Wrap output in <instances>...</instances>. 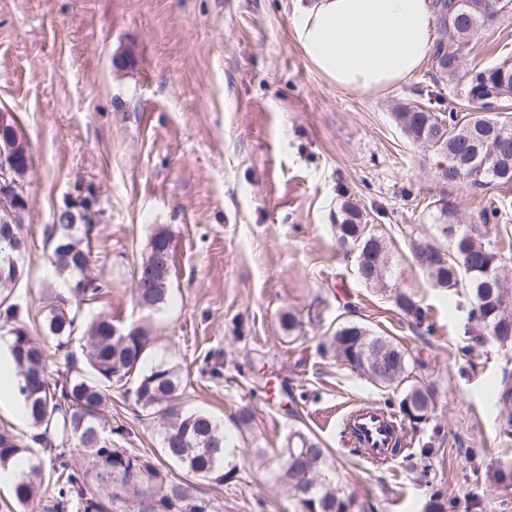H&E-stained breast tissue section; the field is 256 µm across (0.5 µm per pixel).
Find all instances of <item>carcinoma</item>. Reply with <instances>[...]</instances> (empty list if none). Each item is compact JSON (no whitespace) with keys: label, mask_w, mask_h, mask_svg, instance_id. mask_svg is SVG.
Listing matches in <instances>:
<instances>
[{"label":"carcinoma","mask_w":512,"mask_h":512,"mask_svg":"<svg viewBox=\"0 0 512 512\" xmlns=\"http://www.w3.org/2000/svg\"><path fill=\"white\" fill-rule=\"evenodd\" d=\"M503 8L499 0H433L438 38L432 78L437 84L465 78L460 94L466 103L479 104V110L461 115L452 108L446 120L428 106L406 104L394 112L396 123L412 142L442 158L438 175L450 184L512 185V64L505 60L474 67L459 76L469 38ZM19 149L25 151L24 162L6 167L0 159V175L15 184L17 209L25 210L29 197L20 177L33 155L24 140ZM434 220L440 235L448 239V248L416 246L418 265L436 287L463 290L474 323L473 340L512 344V289L503 275L502 257L475 234L473 226L460 223L453 202L442 201ZM45 233L52 243L50 264L62 280V289L50 286L48 309L32 327L21 304L9 301L15 288L28 279V246L21 225L0 221V291L7 292L0 301V320L10 325L8 350L19 377L18 392L27 421L38 430L25 440L0 426V468L19 457L30 459L29 469L13 484L12 499L28 507L45 482L53 488L54 512H104L101 500L84 494L90 478L112 502L120 503L119 512H221L215 499L194 495L189 485L169 478L145 456L112 442V435L124 436L123 428L101 417L106 388L113 386L133 398L141 419L157 426L167 459L200 480L222 484L234 478L221 424L206 412L179 405L183 380L177 365L161 358L144 366L153 345L149 331L142 326L119 327L105 313L86 322L78 320L73 304L100 297L106 285L89 272L90 241L83 225L76 223V214L68 208L59 211ZM336 237L356 251L361 282L374 288L387 286V244L367 228L361 210L349 201L341 208ZM170 244L169 233L156 230L134 267L139 272L136 303L143 309L159 311L168 301L170 274L161 271L160 254ZM394 304L405 316L423 321L422 308L410 296L397 292ZM42 335L55 339L59 348L79 339L92 376L78 371L63 382L53 379ZM330 347L351 368L400 392L399 408L409 419L418 423L428 419L430 396L411 381L415 366L404 347L356 321L339 324L330 336ZM73 448L90 458L88 470L71 465ZM279 457V479L288 488L295 512H370L368 502L337 486L329 449L317 437L291 430Z\"/></svg>","instance_id":"obj_1"}]
</instances>
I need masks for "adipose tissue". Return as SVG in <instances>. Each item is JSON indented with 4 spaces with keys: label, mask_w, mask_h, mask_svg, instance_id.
Wrapping results in <instances>:
<instances>
[{
    "label": "adipose tissue",
    "mask_w": 512,
    "mask_h": 512,
    "mask_svg": "<svg viewBox=\"0 0 512 512\" xmlns=\"http://www.w3.org/2000/svg\"><path fill=\"white\" fill-rule=\"evenodd\" d=\"M298 45L337 86L370 93L398 86L436 37L431 0H307L295 18Z\"/></svg>",
    "instance_id": "1"
}]
</instances>
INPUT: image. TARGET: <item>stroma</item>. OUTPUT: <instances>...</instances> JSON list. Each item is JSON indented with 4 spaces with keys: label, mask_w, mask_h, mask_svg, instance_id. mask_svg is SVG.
Wrapping results in <instances>:
<instances>
[{
    "label": "stroma",
    "mask_w": 512,
    "mask_h": 512,
    "mask_svg": "<svg viewBox=\"0 0 512 512\" xmlns=\"http://www.w3.org/2000/svg\"><path fill=\"white\" fill-rule=\"evenodd\" d=\"M298 0H0V112L13 113L33 162L22 177L29 277L14 295L40 320L52 277L44 230L64 207L86 214L95 275L108 288L82 304L119 326L147 327L152 354L178 364L186 409L214 416L237 448L232 482L193 480L197 495L223 512H292L276 476L291 429L329 448L347 491L374 512H512V437L501 431L496 398L512 387V347L474 345L463 296L432 285L413 245H444L433 203L447 197L464 223L489 205L505 209L485 227L512 278V186L448 184L433 152L396 124L398 103L455 107L456 83L431 80L430 62L384 92L337 87L300 51ZM512 60V10L479 29L463 70ZM356 203L392 256L387 288L356 274L355 255L336 242L344 201ZM173 241L169 301L161 311L135 302L134 262L157 229ZM413 297L425 314L410 322L393 295ZM299 322L283 324L285 315ZM358 321L405 346L414 375L432 397L427 421L403 420L405 446L372 467L346 446L337 413L373 401L398 411L399 396L338 360L325 344L337 324ZM221 356L224 375L203 376ZM102 414L128 431L125 447L161 462L156 429L140 421L122 390ZM256 418L241 431L236 417Z\"/></svg>",
    "instance_id": "stroma-1"
}]
</instances>
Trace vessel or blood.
Segmentation results:
<instances>
[{
	"instance_id": "obj_1",
	"label": "vessel or blood",
	"mask_w": 512,
	"mask_h": 512,
	"mask_svg": "<svg viewBox=\"0 0 512 512\" xmlns=\"http://www.w3.org/2000/svg\"><path fill=\"white\" fill-rule=\"evenodd\" d=\"M401 424L393 413L374 402L349 411L342 419V433L352 446L362 449L364 459L373 465L394 457V443Z\"/></svg>"
}]
</instances>
